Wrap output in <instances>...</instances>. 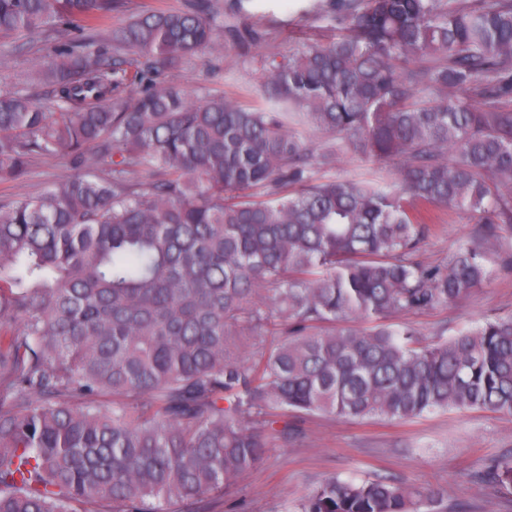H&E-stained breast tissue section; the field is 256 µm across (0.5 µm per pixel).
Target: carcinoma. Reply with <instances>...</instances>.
<instances>
[{"label": "carcinoma", "instance_id": "obj_1", "mask_svg": "<svg viewBox=\"0 0 512 512\" xmlns=\"http://www.w3.org/2000/svg\"><path fill=\"white\" fill-rule=\"evenodd\" d=\"M146 7L91 49L114 0H0V41L59 30L49 108L0 91V512H164L222 494L290 412L512 418V314L423 343L389 319L487 284L512 227V0H323L327 43L264 61L267 106L192 100L164 72L242 34L246 0ZM136 55L133 60L126 52ZM299 115L396 163L398 188L318 177ZM433 208L487 249L416 258ZM371 320L369 331L354 323ZM486 478L512 487V456ZM300 512H447L433 489L324 480ZM72 172L70 163L62 157L40 158L31 166L25 181L0 183V199L16 200L35 196Z\"/></svg>", "mask_w": 512, "mask_h": 512}]
</instances>
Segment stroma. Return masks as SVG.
Masks as SVG:
<instances>
[{
  "mask_svg": "<svg viewBox=\"0 0 512 512\" xmlns=\"http://www.w3.org/2000/svg\"><path fill=\"white\" fill-rule=\"evenodd\" d=\"M305 6L306 0H257L249 16L234 21L253 32L254 40L220 54L188 58L165 73V80L180 84L197 101L222 92L250 106L261 104L265 58L291 56L334 33L328 19L306 12ZM48 42L43 35L21 49L0 43V90L31 93L49 103L51 89L35 75ZM215 65L222 78L206 80L207 69ZM311 140L320 176L379 179L394 173L392 164L363 155L346 141L319 132ZM333 148L337 161L323 163V154ZM71 171L62 157L38 159L25 181L0 183V199L37 195ZM480 245L467 213L442 210L421 238L417 256L443 264L460 247ZM511 312L512 272L496 268L487 285L459 303L413 314L410 320L423 341L434 342ZM288 427L287 438L270 436L263 459L242 473L227 494L206 499V512H297L309 492L333 476L393 477L413 487L434 488L444 492L448 512H512V489L480 477L491 459L512 453V419L482 410L438 411L405 422L292 413Z\"/></svg>",
  "mask_w": 512,
  "mask_h": 512,
  "instance_id": "1",
  "label": "stroma"
}]
</instances>
